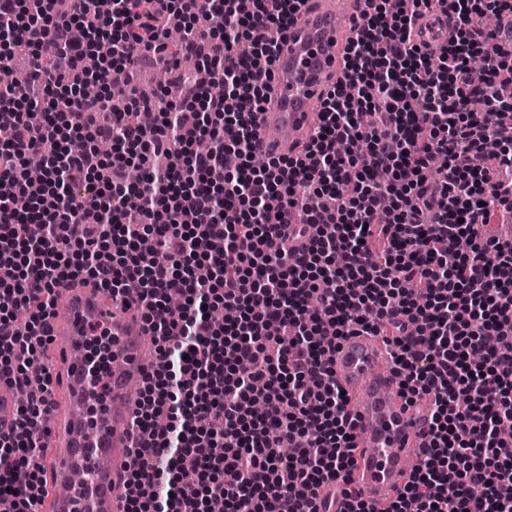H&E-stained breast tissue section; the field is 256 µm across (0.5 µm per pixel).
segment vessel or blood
Listing matches in <instances>:
<instances>
[{
  "label": "vessel or blood",
  "instance_id": "b4317fda",
  "mask_svg": "<svg viewBox=\"0 0 512 512\" xmlns=\"http://www.w3.org/2000/svg\"><path fill=\"white\" fill-rule=\"evenodd\" d=\"M364 7L365 0H304L276 58V76L267 84L256 156L299 155L319 129L325 91L345 78L343 55L352 31L344 21ZM450 27L446 14L431 9L418 20L415 39L439 52ZM92 324L107 330L125 368L124 375L108 374V392L97 405L87 383L89 363L79 354ZM51 334L67 380L68 439L37 510L124 512L122 484L138 401L129 382L141 377L143 324L103 305L94 286H78L65 290ZM332 368L355 420L353 486L372 512H386L422 457L432 400L404 403L389 355L371 336L345 337L332 356ZM77 472L89 475V482L74 480Z\"/></svg>",
  "mask_w": 512,
  "mask_h": 512
}]
</instances>
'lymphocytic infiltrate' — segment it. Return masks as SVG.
Masks as SVG:
<instances>
[{"label": "lymphocytic infiltrate", "instance_id": "obj_1", "mask_svg": "<svg viewBox=\"0 0 512 512\" xmlns=\"http://www.w3.org/2000/svg\"><path fill=\"white\" fill-rule=\"evenodd\" d=\"M302 2L253 0L244 14L238 0H0V379L27 394L0 434V512H36L45 493L52 377L31 390L28 372L60 286L87 279L137 298L155 346L124 512H209L215 499L319 512L352 466L329 357L360 331L395 346L407 403L433 399L423 457L388 512H512V243L477 233L512 211V52L483 23L512 0H366L305 154L258 168L262 78ZM433 4L455 20L436 56L411 40ZM149 52L196 57L201 72L175 77L176 100L136 94L109 113L113 71ZM76 133L92 140L77 156ZM213 308L231 315L211 322Z\"/></svg>", "mask_w": 512, "mask_h": 512}]
</instances>
